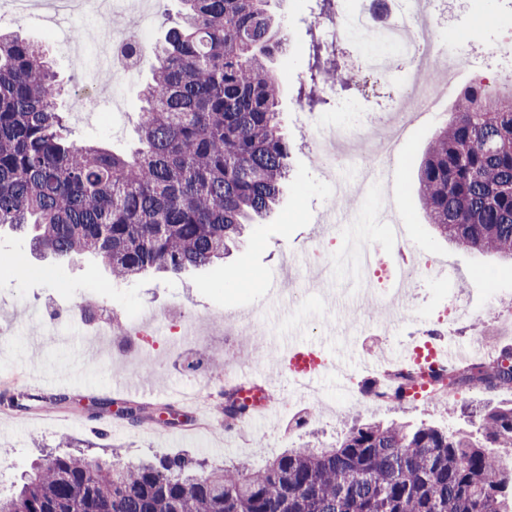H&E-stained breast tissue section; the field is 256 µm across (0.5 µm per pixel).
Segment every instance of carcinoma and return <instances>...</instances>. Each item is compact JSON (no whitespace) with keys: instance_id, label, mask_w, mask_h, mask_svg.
Masks as SVG:
<instances>
[{"instance_id":"cac0c4a2","label":"carcinoma","mask_w":512,"mask_h":512,"mask_svg":"<svg viewBox=\"0 0 512 512\" xmlns=\"http://www.w3.org/2000/svg\"><path fill=\"white\" fill-rule=\"evenodd\" d=\"M181 22L153 45L137 134L117 155L71 138L42 47L0 32V228L35 226L36 248L91 255L129 280L177 274L224 257L254 217L279 203L288 139L279 79L282 46L268 0H182ZM312 43L310 80L347 82ZM423 214L449 243L512 262V102L471 87L436 129L418 168ZM512 390V349L491 362L431 374L435 395ZM407 369L364 391L394 408L410 400ZM254 412L224 393V424ZM476 432L427 424L355 422L320 448L244 463L137 464L51 455L0 512H512V402L472 415Z\"/></svg>"}]
</instances>
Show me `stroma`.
Masks as SVG:
<instances>
[{
	"label": "stroma",
	"instance_id": "35a3bbf8",
	"mask_svg": "<svg viewBox=\"0 0 512 512\" xmlns=\"http://www.w3.org/2000/svg\"><path fill=\"white\" fill-rule=\"evenodd\" d=\"M268 9L288 40L286 52L269 66L281 79L280 120L290 145V176L273 213L249 227L224 259L177 276L148 272L119 282L95 258L44 257L33 251L30 234L0 230V393L21 402L17 408L0 406V448L9 451L0 459V491L13 489L46 450L62 452L70 443L86 445L89 456L116 454L126 463L189 455L211 464L234 461L259 469L303 442L334 443L357 420L425 422L456 430L467 427L470 412L512 400L511 392L464 390L450 402L427 398L395 410L364 394L361 361L407 348L435 329V315L454 300L467 302L476 317L454 323L453 340L466 346L480 334L495 348L512 344V266L448 246L425 222L415 182L436 129L432 123L414 126L402 141L387 169V187L356 196L354 205L364 215L389 201L403 226L406 249L436 260V273L416 278L408 303L412 316L388 317L386 304L376 299L355 263L335 261L323 270L307 263L306 250L324 240L321 226L340 208L334 183L361 175L359 169L343 168L334 180L324 178L314 160L311 128L354 123L364 111L385 119L404 84L405 67L398 61L381 82L354 80L349 88H336L314 111L311 126L300 125L294 109L309 73L310 18L302 0H269ZM180 10V0H151L149 14L125 13L121 24L149 19L158 40ZM443 24L448 42L492 49L512 38V0H448ZM0 29L21 30L47 46L62 85L59 104L70 115L68 126L76 140L121 155L134 151L147 72L117 84L94 115L80 121L77 113L87 108L84 69L72 63L62 39L50 36L39 18L17 21L6 6L0 8ZM91 297L104 304L110 322L128 325L157 311L180 321L189 335L179 348L164 345L144 357L135 336L94 335L91 321L79 310ZM291 336L339 357L348 378L324 375L315 380L311 395L291 389L267 348L269 341ZM65 366L69 385H52L53 375ZM146 371L154 375L149 391L124 395L125 386L140 388ZM244 381L270 384L272 401L255 412L245 432H225L217 403L224 389ZM60 393L66 402L53 404ZM123 397L153 411L171 407L176 425L165 432L153 421L130 425L117 415L115 402ZM302 415L307 421L300 426L296 420Z\"/></svg>",
	"mask_w": 512,
	"mask_h": 512
}]
</instances>
